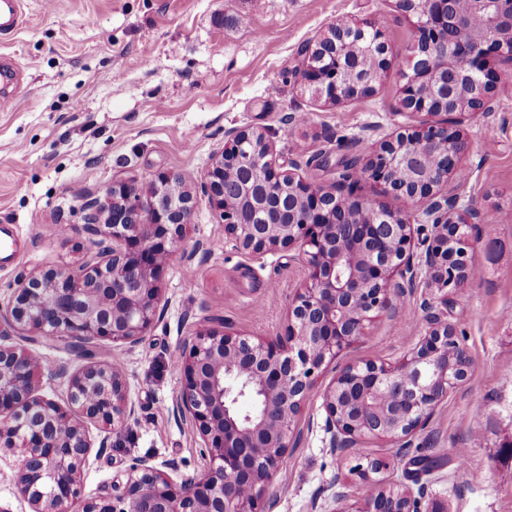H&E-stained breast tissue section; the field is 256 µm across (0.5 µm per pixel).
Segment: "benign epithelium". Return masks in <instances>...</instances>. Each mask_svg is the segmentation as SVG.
Instances as JSON below:
<instances>
[{
    "label": "benign epithelium",
    "instance_id": "1",
    "mask_svg": "<svg viewBox=\"0 0 512 512\" xmlns=\"http://www.w3.org/2000/svg\"><path fill=\"white\" fill-rule=\"evenodd\" d=\"M414 19L403 108L440 113L492 112L495 102L486 55L512 63V0H396ZM301 49L300 75L319 100L338 104L373 91L364 69L388 67V46L372 25L333 24ZM230 146L201 178L221 211L225 242L263 256L302 249L308 278L293 301L286 334L272 342L231 333L213 316L187 336L175 357L183 374L177 412L197 429L204 467L173 475L136 459L81 512H271L273 477L290 447L295 422L313 396L315 373L363 335L374 315H397V296L410 288L453 291L467 281L473 231L487 212L462 209L439 193L458 176L467 143L455 123L435 122L384 140L361 170L386 193L419 207L423 250L410 253L409 218L354 195L313 186L283 169L264 133L225 132ZM229 170L243 171L231 186ZM288 179V208L277 203ZM183 173L160 174L150 201L132 180H116L90 206L83 230L93 258L17 281L0 314V450L19 448L21 493L32 512H74L79 470L93 442L86 422L118 432L135 415L128 385L114 364L92 361L68 378L69 409L38 392L42 359L11 337L59 342L80 352L94 339L133 348L159 318L162 272L191 223L192 197ZM376 213L380 219H368ZM109 229L112 245L97 239ZM429 330L394 366L349 364L322 393L324 447L345 456L367 438L400 447L424 427L448 390L463 381L469 357L448 322V311L424 300ZM461 372L448 374V351ZM386 459L354 460L350 473L369 488L353 499L344 477L330 486V512H428V484L382 477Z\"/></svg>",
    "mask_w": 512,
    "mask_h": 512
}]
</instances>
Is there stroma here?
<instances>
[{
    "label": "stroma",
    "instance_id": "35a3bbf8",
    "mask_svg": "<svg viewBox=\"0 0 512 512\" xmlns=\"http://www.w3.org/2000/svg\"><path fill=\"white\" fill-rule=\"evenodd\" d=\"M30 20L0 39V59L12 62L19 96L0 111V226H8L16 258L0 264V307L16 282L34 271L62 268L90 249L83 208L112 182L137 181L148 190L162 172L191 174L193 212L184 241L192 266L173 259L166 270L162 315L135 348L94 341L81 357L46 341L31 347L43 359V391L66 403V377L88 359L112 360L123 371L137 413L120 432L90 424L100 442L81 469L82 498L96 496L133 460L152 459L191 474L204 465L201 439L182 420L175 399L182 374L174 357L192 325L220 315L232 331L267 340L285 335L288 314L308 269L298 249L261 257L224 244V224L200 178L224 148V132L248 128L273 142L278 162L299 157L300 176L325 188L344 164L366 160L397 132L422 129L426 117L403 109L406 50L415 38L396 0H27ZM346 17L384 33L391 66L373 91L339 104L313 97L299 75L303 45ZM499 75L491 112L465 115L464 179L444 184L460 206L498 216L483 225L472 270L449 293V319L467 349V378L451 389L408 447L371 438L363 458H387L394 479L411 483L415 459L436 457L427 477L438 512H512V67L493 57ZM422 289L399 300L400 312L379 315L363 336L322 367L316 397L296 422L299 438L274 479V512H311L315 497L337 474L354 499L365 485L350 475V459L332 458L322 442L320 392L338 367L393 364L424 336ZM19 450L0 452V507L31 512L19 492Z\"/></svg>",
    "mask_w": 512,
    "mask_h": 512
}]
</instances>
